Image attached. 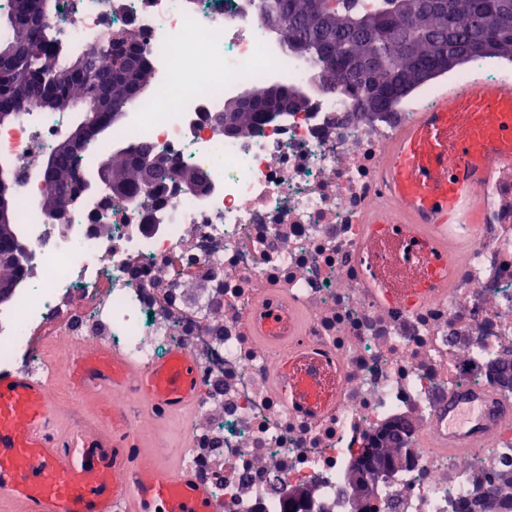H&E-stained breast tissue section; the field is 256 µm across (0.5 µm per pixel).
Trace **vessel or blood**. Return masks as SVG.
<instances>
[{
    "instance_id": "obj_1",
    "label": "vessel or blood",
    "mask_w": 512,
    "mask_h": 512,
    "mask_svg": "<svg viewBox=\"0 0 512 512\" xmlns=\"http://www.w3.org/2000/svg\"><path fill=\"white\" fill-rule=\"evenodd\" d=\"M494 161L512 163V81L489 90L442 86L400 129L384 175L402 202L398 228L373 230L367 241L371 254L390 258L374 271L381 300L417 305L441 288L476 219L472 187ZM324 367L310 352L290 364L292 405L315 413L332 406L334 380ZM70 379L97 398L134 387L143 410L164 418L197 406V366L184 351L145 372L104 345L87 346L73 358ZM444 409L448 430L426 445L451 455L482 452L512 424V399L500 393L452 391ZM123 423L116 408L111 430L60 432L46 382L0 369V499L19 512H211L209 488L182 464L153 462L145 441L129 444Z\"/></svg>"
}]
</instances>
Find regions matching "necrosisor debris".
<instances>
[{
	"instance_id": "necrosis-or-debris-1",
	"label": "necrosis or debris",
	"mask_w": 512,
	"mask_h": 512,
	"mask_svg": "<svg viewBox=\"0 0 512 512\" xmlns=\"http://www.w3.org/2000/svg\"><path fill=\"white\" fill-rule=\"evenodd\" d=\"M50 25L77 56L100 54L114 27L134 29L157 92L87 143L90 185L64 230L39 201L65 114L23 112L0 126L26 245L0 300L1 365L42 371L40 336L100 339L144 369L189 352L198 414L183 425L184 456L213 512H286L299 486L301 512H350L358 452L388 426L404 427L412 463L377 480L374 512H464L512 470V440L501 436L470 459L422 446L449 391L506 388L495 367L512 361V165L493 164L478 186L468 258L448 293L382 304L365 286L368 219L400 209L383 189L388 148L436 89L373 117L351 111L343 88L311 92L304 111L225 137L202 128L203 113L271 78L308 89L319 69L295 59L287 37L271 39L259 0H82ZM136 144L202 170L208 192L170 193L152 214L133 192L101 210L95 157ZM95 220L108 232H92ZM270 300L302 316L298 333L258 336ZM299 347L336 361L334 410L289 405Z\"/></svg>"
}]
</instances>
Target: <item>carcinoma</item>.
<instances>
[{
    "mask_svg": "<svg viewBox=\"0 0 512 512\" xmlns=\"http://www.w3.org/2000/svg\"><path fill=\"white\" fill-rule=\"evenodd\" d=\"M40 0L26 16L24 30L12 24L17 0H9L8 10L0 14V65L5 66L17 83L16 92L37 99L42 88L51 83L66 90L55 101L43 104L39 111L57 112L81 100L85 87L70 82L72 71L87 67L101 91L118 98L128 92L138 95L147 89L154 78L152 64L135 35H130L133 56L128 75L118 77L115 63L101 65L96 55H83L64 62L58 44L49 36L50 2ZM330 15L328 34L318 40L305 41V19L308 0H261L263 20L278 13L288 31V43L303 42L300 57H315L321 65L320 80L334 84L343 76L354 96H369L384 104L394 83L405 79L420 66H429L439 53L452 44L461 51H471L477 43L490 40L497 43L502 53L512 56V24L506 26L499 18V0H446V6L422 15L412 10H401L397 0H378L370 10H358L350 0H326ZM399 33L411 41L407 54H397L389 48V35ZM266 86L250 89L255 105L243 113L240 132L271 120L264 111L262 95ZM140 147L112 151V169L121 171L126 179V190H141L137 173ZM84 162L82 152L55 153V180L58 187L68 189L80 176ZM160 182L175 179H204L201 170L184 168L173 163L157 172ZM508 500L503 512H512V476L500 474L485 494L487 507L499 509L501 500Z\"/></svg>",
    "mask_w": 512,
    "mask_h": 512,
    "instance_id": "obj_1",
    "label": "carcinoma"
}]
</instances>
